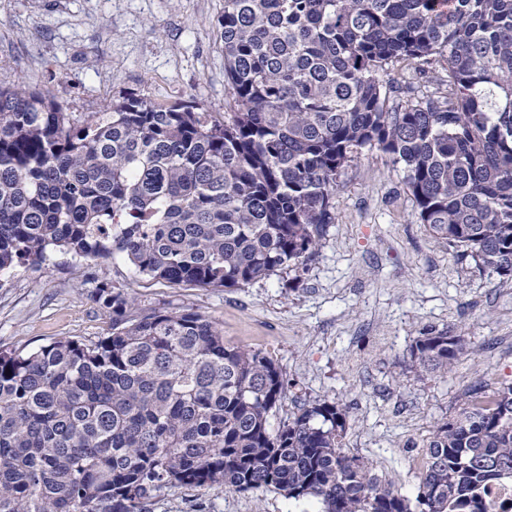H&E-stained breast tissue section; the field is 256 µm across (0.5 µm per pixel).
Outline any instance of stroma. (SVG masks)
I'll use <instances>...</instances> for the list:
<instances>
[{
    "mask_svg": "<svg viewBox=\"0 0 512 512\" xmlns=\"http://www.w3.org/2000/svg\"><path fill=\"white\" fill-rule=\"evenodd\" d=\"M224 0H0V86L49 93L69 112H100L135 94L193 102L223 116L227 99L220 19ZM336 221L306 269L240 288L173 287L135 274L120 257L0 275V348L97 340L112 316L92 298L98 280L140 308L191 309L224 340L263 352L290 387L272 425L328 398L347 407L344 448L415 497L435 421L465 395L512 382V280L456 262L420 224L402 170L363 150L337 178ZM451 329L467 342L448 376L416 373L414 339ZM273 490H166L150 512H312Z\"/></svg>",
    "mask_w": 512,
    "mask_h": 512,
    "instance_id": "obj_1",
    "label": "stroma"
}]
</instances>
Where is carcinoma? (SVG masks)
<instances>
[{"mask_svg":"<svg viewBox=\"0 0 512 512\" xmlns=\"http://www.w3.org/2000/svg\"><path fill=\"white\" fill-rule=\"evenodd\" d=\"M221 27L222 120L135 94L77 116L0 88V273L55 252L201 288L303 268L336 223L338 173L376 148L434 237L512 278V0H224ZM94 300L110 335L0 349V512H149L180 487L485 512L484 486L512 478V385L433 425L411 499L344 452L336 401L273 428L288 380L208 317L107 282ZM465 347L430 329L412 368L444 377Z\"/></svg>","mask_w":512,"mask_h":512,"instance_id":"carcinoma-1","label":"carcinoma"}]
</instances>
